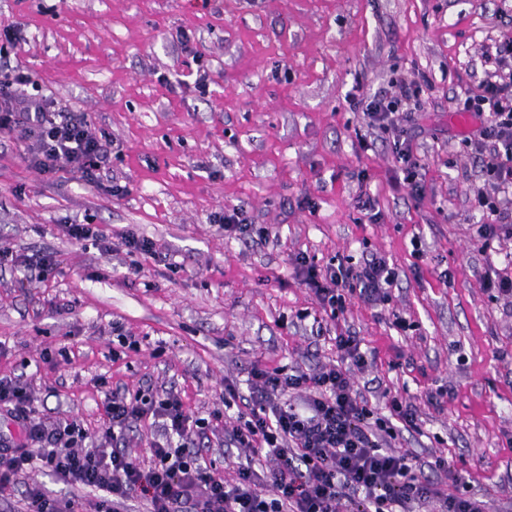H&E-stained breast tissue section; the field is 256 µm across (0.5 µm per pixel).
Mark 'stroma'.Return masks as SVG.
Masks as SVG:
<instances>
[{"instance_id": "1", "label": "stroma", "mask_w": 512, "mask_h": 512, "mask_svg": "<svg viewBox=\"0 0 512 512\" xmlns=\"http://www.w3.org/2000/svg\"><path fill=\"white\" fill-rule=\"evenodd\" d=\"M509 24L512 0H0V29H21L0 75L28 72L108 151L89 184L66 168L39 174L24 142L0 133V248L58 261L40 281L20 265L0 269V376L27 384L37 421L74 418L92 435L116 390H171L196 416L219 409L231 422L225 384L249 395L257 361L307 372L335 364L348 328L376 353L353 371L355 389L383 417L389 393L419 408L417 429H398L391 448L464 464L471 494L507 507L512 298L483 280L512 273V238L475 240L481 165L455 114ZM415 69L431 81L411 129L420 202L392 135L369 128L348 98L373 97ZM363 138L373 151L360 150ZM364 191L376 218L358 203ZM232 207L251 230L220 229ZM74 222L97 227L111 250L66 236ZM129 230L151 238L155 256L128 253ZM300 252L321 265L376 253L399 280L387 302L347 299L333 322L294 277ZM116 324L136 349L119 345ZM441 386L439 411L425 395ZM197 444L226 479L247 454L226 446L221 426ZM30 485L59 501L97 500L36 467L0 493V512H26Z\"/></svg>"}]
</instances>
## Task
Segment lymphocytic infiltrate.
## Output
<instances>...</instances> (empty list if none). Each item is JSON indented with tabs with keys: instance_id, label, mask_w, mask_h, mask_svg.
I'll list each match as a JSON object with an SVG mask.
<instances>
[{
	"instance_id": "f902f5d3",
	"label": "lymphocytic infiltrate",
	"mask_w": 512,
	"mask_h": 512,
	"mask_svg": "<svg viewBox=\"0 0 512 512\" xmlns=\"http://www.w3.org/2000/svg\"><path fill=\"white\" fill-rule=\"evenodd\" d=\"M485 60L491 65L486 79L459 105L478 121L465 143L481 159L486 182L476 194L483 213L476 238L483 242L500 235L512 238V211L500 209L493 195L512 186L511 31L502 33L495 54ZM31 81L23 72L0 81V132L30 140V161L39 172L53 174L65 164L87 182H97L106 160L101 138L84 120L57 112L42 96L12 92V85ZM426 81L425 74L414 71L391 81L389 89L370 101L350 98L370 126L393 131L395 159L418 200L424 197L420 163L400 111L417 100ZM292 264L296 279L332 320L344 311L347 295L371 304L387 301L399 277L375 254L359 266L341 261L322 268L299 253ZM336 349L337 364L310 373L253 364L252 393L238 411L229 438L249 454L230 481L210 473L194 449L196 436L210 421L221 420V411L198 418L173 392L132 397L110 392L103 400L106 421L92 440L73 418L51 428L35 422L26 386L0 376V407H6L25 434L20 442L0 437V491L38 464L72 485L108 493L112 512H121L135 497L144 498L150 512H181L185 507L190 512H413L416 504L431 512H491L490 498L468 495L462 469L447 459H436L426 471L383 446L384 435L393 432L389 419L416 428L417 406L394 396L388 401L389 418L379 417L351 383V369L369 363L360 339L339 335ZM150 418L161 421L166 440L151 443L153 463L145 467L121 447L120 439L134 424Z\"/></svg>"
}]
</instances>
